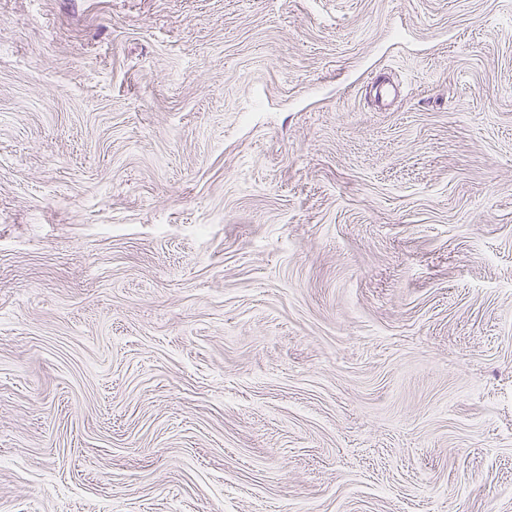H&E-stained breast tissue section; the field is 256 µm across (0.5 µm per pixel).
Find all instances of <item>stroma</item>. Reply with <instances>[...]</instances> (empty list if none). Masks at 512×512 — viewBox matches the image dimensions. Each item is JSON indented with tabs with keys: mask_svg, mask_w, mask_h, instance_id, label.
<instances>
[{
	"mask_svg": "<svg viewBox=\"0 0 512 512\" xmlns=\"http://www.w3.org/2000/svg\"><path fill=\"white\" fill-rule=\"evenodd\" d=\"M0 512H512V0H0Z\"/></svg>",
	"mask_w": 512,
	"mask_h": 512,
	"instance_id": "stroma-1",
	"label": "stroma"
}]
</instances>
